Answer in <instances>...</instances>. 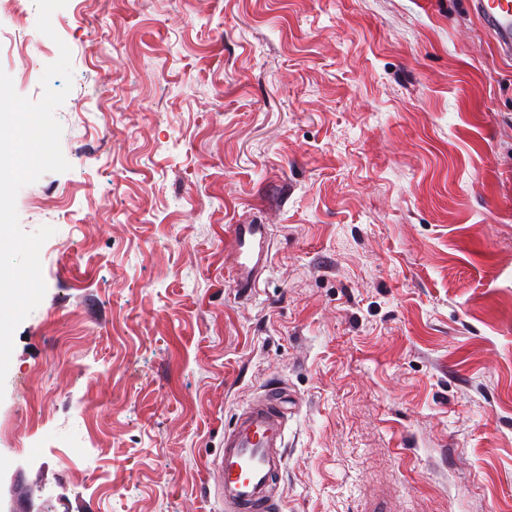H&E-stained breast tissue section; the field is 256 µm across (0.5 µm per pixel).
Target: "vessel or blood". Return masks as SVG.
<instances>
[{
	"mask_svg": "<svg viewBox=\"0 0 512 512\" xmlns=\"http://www.w3.org/2000/svg\"><path fill=\"white\" fill-rule=\"evenodd\" d=\"M471 10L503 58L512 60V0H470ZM263 224H233L224 250L233 259V287L253 288L266 258L253 249L265 242ZM288 417L279 397L265 393L252 400L224 432V449L212 469L226 512H272L281 487Z\"/></svg>",
	"mask_w": 512,
	"mask_h": 512,
	"instance_id": "vessel-or-blood-1",
	"label": "vessel or blood"
}]
</instances>
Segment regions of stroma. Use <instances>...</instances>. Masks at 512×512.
Listing matches in <instances>:
<instances>
[{"instance_id": "stroma-1", "label": "stroma", "mask_w": 512, "mask_h": 512, "mask_svg": "<svg viewBox=\"0 0 512 512\" xmlns=\"http://www.w3.org/2000/svg\"><path fill=\"white\" fill-rule=\"evenodd\" d=\"M0 18L70 170L16 198L46 293L0 476L53 512H224L210 462L290 400L279 512H512V62L469 0H68ZM265 224L231 285L224 232Z\"/></svg>"}]
</instances>
